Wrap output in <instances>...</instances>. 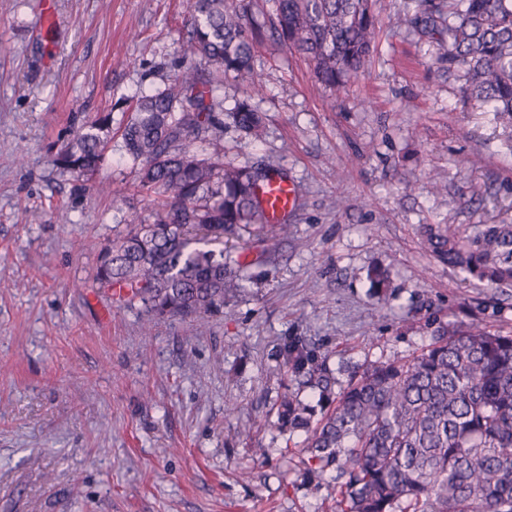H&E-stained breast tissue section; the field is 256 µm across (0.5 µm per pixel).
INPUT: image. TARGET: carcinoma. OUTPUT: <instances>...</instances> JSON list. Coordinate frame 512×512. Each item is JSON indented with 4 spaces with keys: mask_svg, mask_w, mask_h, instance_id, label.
I'll list each match as a JSON object with an SVG mask.
<instances>
[{
    "mask_svg": "<svg viewBox=\"0 0 512 512\" xmlns=\"http://www.w3.org/2000/svg\"><path fill=\"white\" fill-rule=\"evenodd\" d=\"M191 31L180 44L190 66L162 89L143 94L122 124L124 154L152 198V224H130L100 251L99 287L141 303L144 336L159 319H187L224 308L242 288L224 261V236L265 230L258 182L269 172L224 162L201 143L224 120L261 137L262 96L256 45L268 29L305 57L323 87L336 92L372 52L371 0H190ZM415 31L464 81V97L512 130V0H440ZM250 77L249 94L224 112V79ZM112 142V115L73 131L56 153L63 175L86 181ZM426 243L448 268L481 284H512V224H485L473 235L431 225ZM432 343L419 354L356 370L345 386L299 336H283L276 359L295 390L276 408L281 425L305 433L308 473L336 472L338 512H512V334L480 323L428 319ZM309 390L317 404L305 403Z\"/></svg>",
    "mask_w": 512,
    "mask_h": 512,
    "instance_id": "1",
    "label": "carcinoma"
}]
</instances>
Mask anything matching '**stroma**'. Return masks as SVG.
<instances>
[{"mask_svg": "<svg viewBox=\"0 0 512 512\" xmlns=\"http://www.w3.org/2000/svg\"><path fill=\"white\" fill-rule=\"evenodd\" d=\"M52 7L43 25L41 0H0V512H336L330 476L304 470L303 434L274 424L289 386L279 339L302 337L343 384L420 353L432 316L512 330V288L473 285L423 233L512 224V132L464 104L436 47L413 35L422 0H377L371 61L337 93L265 37L262 136L228 124L206 149L294 183L288 235L274 253L255 236L232 249L246 280L222 310L145 336L142 307L92 279L104 244L154 220L120 130L101 171L119 200L52 158L86 117H128L182 71L188 2ZM260 446L270 456L253 461Z\"/></svg>", "mask_w": 512, "mask_h": 512, "instance_id": "obj_1", "label": "stroma"}]
</instances>
